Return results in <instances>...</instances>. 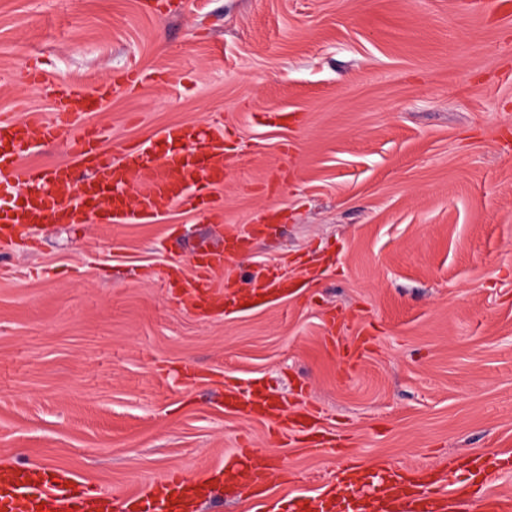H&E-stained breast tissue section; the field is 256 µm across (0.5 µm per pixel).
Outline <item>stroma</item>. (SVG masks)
<instances>
[{"label": "stroma", "instance_id": "35a3bbf8", "mask_svg": "<svg viewBox=\"0 0 512 512\" xmlns=\"http://www.w3.org/2000/svg\"><path fill=\"white\" fill-rule=\"evenodd\" d=\"M0 0V110L50 117L22 73L112 93L102 149L164 126L223 131L213 219L46 223L0 239V468H57L118 494L206 477L239 448L288 470L273 512L338 471L444 474L512 455V0ZM155 73L127 90L129 67ZM63 130L22 161L70 160ZM274 212L271 230L252 225ZM246 234L225 275L292 296L234 313L180 305L168 275ZM262 381L336 453L224 411Z\"/></svg>", "mask_w": 512, "mask_h": 512}]
</instances>
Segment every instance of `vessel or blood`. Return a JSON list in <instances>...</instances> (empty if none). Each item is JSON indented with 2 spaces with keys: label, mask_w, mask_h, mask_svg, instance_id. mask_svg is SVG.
<instances>
[{
  "label": "vessel or blood",
  "mask_w": 512,
  "mask_h": 512,
  "mask_svg": "<svg viewBox=\"0 0 512 512\" xmlns=\"http://www.w3.org/2000/svg\"><path fill=\"white\" fill-rule=\"evenodd\" d=\"M29 82L40 87L51 101V119L20 118L0 111V191H18L20 205L0 209V236L11 237L16 226L55 220L64 224L85 223L88 214L104 213L115 224H139L156 215L159 205L194 211L197 193L224 183V135L190 124H173L153 136L127 144L121 160L98 146L100 131L86 127L85 119L96 111L99 98L110 92L100 85L95 96L86 97L70 87L45 85L35 72ZM74 126L83 130L77 152L65 164L47 171L21 161L32 143L53 142L60 131ZM243 239L235 231L225 235L223 249L193 255L194 273L182 280V297L210 303L221 309L238 308L244 301L280 299L283 282L262 278L254 287L238 289L217 281ZM225 409L249 417L272 414L276 402L247 390L243 399L229 400ZM503 463L487 461L476 470L462 473L456 482L439 480L405 489L395 474H387L379 488L366 489L358 478H348L346 489L353 512H448L459 497L473 501L479 512H512V493L495 490L492 477ZM214 483L190 481L177 474L161 479L151 492L122 495L93 491L55 471L41 468L0 472V512H199L210 497ZM291 512H330L323 493L300 495Z\"/></svg>",
  "instance_id": "b4317fda"
}]
</instances>
